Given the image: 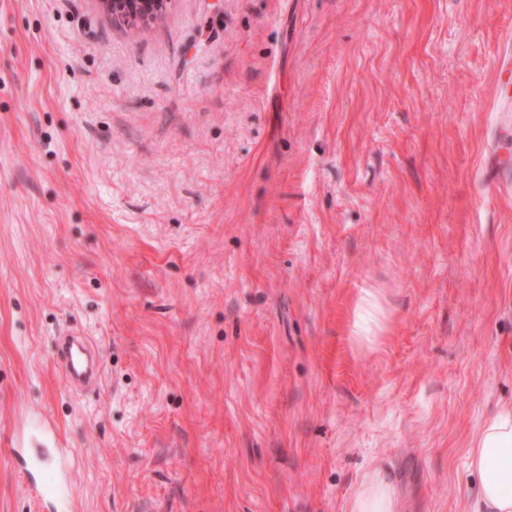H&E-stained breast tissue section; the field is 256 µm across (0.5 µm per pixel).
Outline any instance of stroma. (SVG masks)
<instances>
[{"mask_svg": "<svg viewBox=\"0 0 512 512\" xmlns=\"http://www.w3.org/2000/svg\"><path fill=\"white\" fill-rule=\"evenodd\" d=\"M507 31L512 0H0V512H37L35 411L80 512H349L377 465L399 512H472L512 406ZM168 0H100L104 9L112 16L134 23L145 17L160 14ZM486 173L488 181L492 184L503 185L510 182L512 174L510 142L505 144V141H502L492 153ZM56 346L58 363L71 390H86L101 381L102 360L87 336L68 332L58 336Z\"/></svg>", "mask_w": 512, "mask_h": 512, "instance_id": "stroma-1", "label": "stroma"}]
</instances>
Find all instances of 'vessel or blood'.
I'll return each mask as SVG.
<instances>
[{
  "instance_id": "obj_1",
  "label": "vessel or blood",
  "mask_w": 512,
  "mask_h": 512,
  "mask_svg": "<svg viewBox=\"0 0 512 512\" xmlns=\"http://www.w3.org/2000/svg\"><path fill=\"white\" fill-rule=\"evenodd\" d=\"M490 183L512 181V146L500 144L492 153L487 168ZM58 363L71 390L96 386L102 375V360L91 340L79 332H69L56 341ZM10 457L21 459L33 478L28 493L37 501L40 512H77L78 502L67 475L74 465L52 420L41 417L22 442L9 448Z\"/></svg>"
}]
</instances>
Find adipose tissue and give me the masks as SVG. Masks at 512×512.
I'll use <instances>...</instances> for the list:
<instances>
[{
  "label": "adipose tissue",
  "mask_w": 512,
  "mask_h": 512,
  "mask_svg": "<svg viewBox=\"0 0 512 512\" xmlns=\"http://www.w3.org/2000/svg\"><path fill=\"white\" fill-rule=\"evenodd\" d=\"M467 468L477 480L478 512H512V407L484 421L467 450ZM394 484L383 467L367 473L350 512H398Z\"/></svg>",
  "instance_id": "adipose-tissue-1"
}]
</instances>
